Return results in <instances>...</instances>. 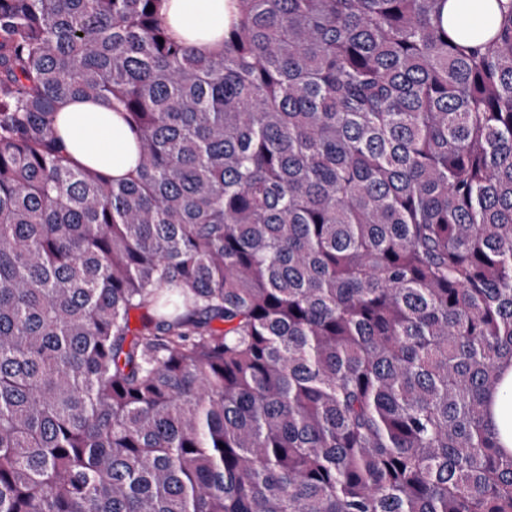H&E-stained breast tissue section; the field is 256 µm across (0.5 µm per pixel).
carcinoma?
Here are the masks:
<instances>
[{"instance_id":"carcinoma-1","label":"carcinoma","mask_w":512,"mask_h":512,"mask_svg":"<svg viewBox=\"0 0 512 512\" xmlns=\"http://www.w3.org/2000/svg\"><path fill=\"white\" fill-rule=\"evenodd\" d=\"M163 2L0 0V512H512V0ZM230 0H168L165 23L169 33L205 52H224V26ZM62 145L79 166L102 170L112 179H124L138 163L134 136L123 116L103 100L71 98L57 108ZM504 379L492 394L491 422L506 448L512 450V363L504 364Z\"/></svg>"}]
</instances>
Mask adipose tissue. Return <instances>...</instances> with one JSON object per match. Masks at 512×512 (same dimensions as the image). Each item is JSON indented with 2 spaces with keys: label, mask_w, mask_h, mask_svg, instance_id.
Returning a JSON list of instances; mask_svg holds the SVG:
<instances>
[{
  "label": "adipose tissue",
  "mask_w": 512,
  "mask_h": 512,
  "mask_svg": "<svg viewBox=\"0 0 512 512\" xmlns=\"http://www.w3.org/2000/svg\"><path fill=\"white\" fill-rule=\"evenodd\" d=\"M230 0H168L165 23L170 34L203 51L224 49V27ZM62 145L79 166L102 170L120 180L138 163L134 136L123 116L107 102L71 98L57 108ZM504 379L492 395L491 422L505 447L512 449V363L503 367Z\"/></svg>",
  "instance_id": "obj_1"
}]
</instances>
